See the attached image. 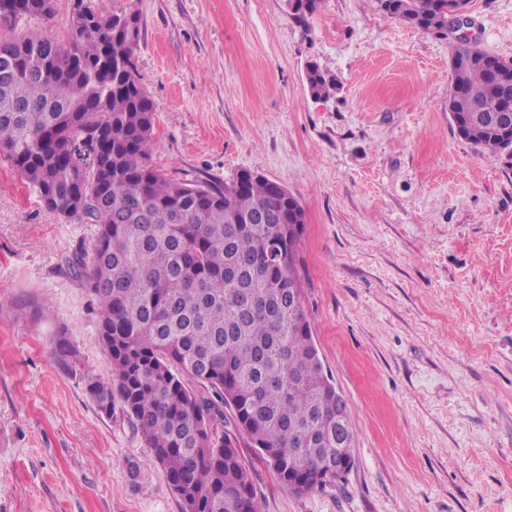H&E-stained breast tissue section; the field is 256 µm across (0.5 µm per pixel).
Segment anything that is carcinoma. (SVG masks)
<instances>
[{
	"label": "carcinoma",
	"instance_id": "1",
	"mask_svg": "<svg viewBox=\"0 0 512 512\" xmlns=\"http://www.w3.org/2000/svg\"><path fill=\"white\" fill-rule=\"evenodd\" d=\"M8 1L0 13V163L14 167L37 201L66 222L97 225L92 247L73 253L71 276L99 303L106 379L87 377L98 410L116 405L136 423L166 472L181 512H261L250 466L224 425L246 435L280 482L306 477L311 492L351 420L338 419L302 303L298 199L264 176L221 182L170 178L152 164L155 108L134 61L140 27L116 30L130 12L74 0L66 43L32 20L49 0ZM411 27L448 36L458 0H378ZM302 24L320 0H288ZM477 44L454 47L448 111L458 134L489 155L512 152V119L495 125L496 77ZM310 94L335 81L311 65ZM472 104L477 112H468ZM100 145L96 166L76 152ZM233 410L228 420L224 409Z\"/></svg>",
	"mask_w": 512,
	"mask_h": 512
}]
</instances>
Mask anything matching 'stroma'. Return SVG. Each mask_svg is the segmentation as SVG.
Masks as SVG:
<instances>
[{"mask_svg":"<svg viewBox=\"0 0 512 512\" xmlns=\"http://www.w3.org/2000/svg\"><path fill=\"white\" fill-rule=\"evenodd\" d=\"M100 3L140 18L155 167L250 171L305 211L303 300L355 465L298 495L239 438L262 512H512V157L457 134L449 40L377 0H322L305 26L286 0ZM469 16L512 60V0H470ZM312 63L329 99L309 93ZM96 231L0 164V512H180L135 423L86 393L109 375L101 308L63 265ZM306 81L310 94L315 98H328L336 89L335 81L327 78L315 65L307 69Z\"/></svg>","mask_w":512,"mask_h":512,"instance_id":"1","label":"stroma"}]
</instances>
